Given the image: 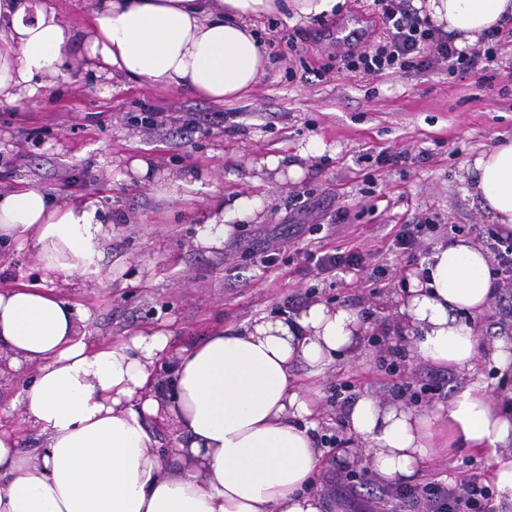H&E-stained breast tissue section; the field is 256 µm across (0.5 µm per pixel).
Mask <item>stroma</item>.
<instances>
[{
	"label": "stroma",
	"mask_w": 512,
	"mask_h": 512,
	"mask_svg": "<svg viewBox=\"0 0 512 512\" xmlns=\"http://www.w3.org/2000/svg\"><path fill=\"white\" fill-rule=\"evenodd\" d=\"M371 3L343 0L336 13L319 19L274 14L257 21L268 63L257 86L238 101L216 105L175 88L90 81L77 40L39 101L22 96L0 104V191L29 183L61 199L99 200L113 215L102 279L70 294L90 310L87 329L96 341L162 327L173 333V358L217 328L241 329L295 305L320 301L359 309L368 330L356 352L315 376L296 370L317 394L314 419L326 436L347 434L339 384H350L356 397L391 399L382 384L390 362L409 384L402 399L420 408L447 404L474 372L496 389V373L481 359L473 372H450L440 390L420 393L428 364L409 356L394 331L400 320L395 297L416 263L392 240L400 224L425 219L433 225L423 238L426 252L451 235L471 237V225L492 230L490 217L465 192V165L512 138V41L503 43L485 75L460 80L442 69L405 75L345 69L348 48L337 40V27L357 30L361 48L386 41ZM308 146L314 154L301 179L255 183L258 157ZM383 151H405L410 159L361 160ZM138 154L162 169L206 171L213 192L259 197L258 218L238 225L221 248L200 246L187 222L200 200L170 201L125 179L122 158ZM292 224L304 225V232L289 237ZM346 245L361 251L359 269L322 272L304 256L308 249ZM377 267L385 270L380 288L364 287ZM37 275L32 249L0 245V286ZM475 327L486 343L512 336V289H499ZM355 451L351 443L325 449L313 487L323 512H359L372 493L381 498V512H422L390 496L389 484L371 472L352 479L356 497L343 501L327 475L348 478ZM466 475L487 480L491 467L455 445L438 455L423 481L452 487Z\"/></svg>",
	"instance_id": "stroma-1"
}]
</instances>
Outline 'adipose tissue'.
I'll return each mask as SVG.
<instances>
[{"instance_id":"obj_1","label":"adipose tissue","mask_w":512,"mask_h":512,"mask_svg":"<svg viewBox=\"0 0 512 512\" xmlns=\"http://www.w3.org/2000/svg\"><path fill=\"white\" fill-rule=\"evenodd\" d=\"M338 2L93 0L87 64L231 102L264 73L252 20L281 11L319 17ZM425 8L460 48L512 20V0H426ZM75 37L46 0H0V103L37 99ZM124 168L173 199L205 188L204 174L161 170L143 157ZM466 175L467 194L512 232V139L476 156ZM260 210L254 196H208L193 217L198 243L222 247ZM110 221L95 201H58L28 183L0 193V240L35 249L40 272L36 282L0 287V376L33 369L20 415L39 440L29 454L17 431L0 424V512H321L308 490L322 455L311 421L316 399L295 368L317 374L353 352L364 330L360 313L314 302L289 317H257L241 331L215 330L182 349L169 393L159 398L155 368L169 333L143 329L94 342L90 311L65 294L101 279ZM490 265L477 242H439L410 275L400 312L413 355L457 370L486 359L502 383L499 396L474 382L431 410L369 394L346 408L349 435L387 482H414L439 440H458L492 457L497 498L512 502V343L483 344L472 321L494 296ZM166 419L185 438L174 465L152 429Z\"/></svg>"}]
</instances>
